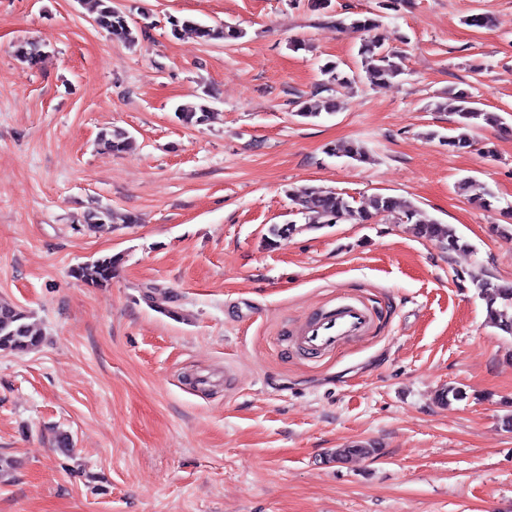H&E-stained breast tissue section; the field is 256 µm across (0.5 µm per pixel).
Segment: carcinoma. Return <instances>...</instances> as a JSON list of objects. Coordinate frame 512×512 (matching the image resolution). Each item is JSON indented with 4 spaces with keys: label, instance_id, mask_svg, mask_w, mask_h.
<instances>
[{
    "label": "carcinoma",
    "instance_id": "1",
    "mask_svg": "<svg viewBox=\"0 0 512 512\" xmlns=\"http://www.w3.org/2000/svg\"><path fill=\"white\" fill-rule=\"evenodd\" d=\"M94 21L116 38L134 45L138 41L137 30L133 28L127 16L110 4V0H92ZM336 27L361 33L357 54L360 57V70H345L340 63L326 61L321 66L322 81L313 93L315 100L296 102L295 116L310 120L326 113L332 115L339 110V94L342 90H351L357 83L366 82L381 85L392 82L404 74L405 55L403 52L386 45V38L377 32V19L363 15L350 21L344 18L332 20ZM171 35L175 38L186 32L198 39L209 42L223 40L227 43L237 41L245 32L233 25L221 27L202 25L192 19L173 17L170 19ZM16 57L31 67L38 65L42 56L41 45L34 42H21L15 49ZM452 110L458 116L456 134L448 137L446 144L454 151H470L475 142L471 132L483 125H501V118L494 112H487L477 106L472 95L466 91L451 94L450 101L435 103L434 110ZM176 118L186 126L206 124L211 117L210 107L205 103H186L176 107ZM98 146L113 154L124 153L134 146V138L121 128L105 129L100 132ZM331 155L341 154L359 163L372 161V156L361 142L331 145L327 147ZM298 206L300 214L305 216L304 224H272L268 229L267 241L276 245L293 237L294 234L311 229L317 224L330 225L348 222L351 224H377L390 216H396L397 223L410 224L422 239L437 244L447 252L467 247L461 237L449 224H442L426 211L411 205L402 204L397 198L375 193L366 202L356 207L350 197L333 189L321 186H306L289 193ZM87 228L91 231L102 228L111 221L106 210H93L84 216ZM119 264V258L107 256L92 263L79 265L71 270L78 280L104 287L112 281L113 273ZM472 283L485 301L489 323L502 333L512 336V282L500 280L494 282L487 278L472 279ZM28 313L9 302L0 301V351L6 353H28L42 343L34 326L28 322ZM379 451L376 445H352L338 448L333 456L344 461L354 456H370Z\"/></svg>",
    "mask_w": 512,
    "mask_h": 512
}]
</instances>
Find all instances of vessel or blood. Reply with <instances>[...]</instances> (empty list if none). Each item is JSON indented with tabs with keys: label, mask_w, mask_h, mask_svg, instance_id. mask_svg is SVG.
Here are the masks:
<instances>
[{
	"label": "vessel or blood",
	"mask_w": 512,
	"mask_h": 512,
	"mask_svg": "<svg viewBox=\"0 0 512 512\" xmlns=\"http://www.w3.org/2000/svg\"><path fill=\"white\" fill-rule=\"evenodd\" d=\"M371 324L372 312L366 305L346 303L308 322L299 341L308 351L326 352L345 339L367 334Z\"/></svg>",
	"instance_id": "vessel-or-blood-1"
}]
</instances>
